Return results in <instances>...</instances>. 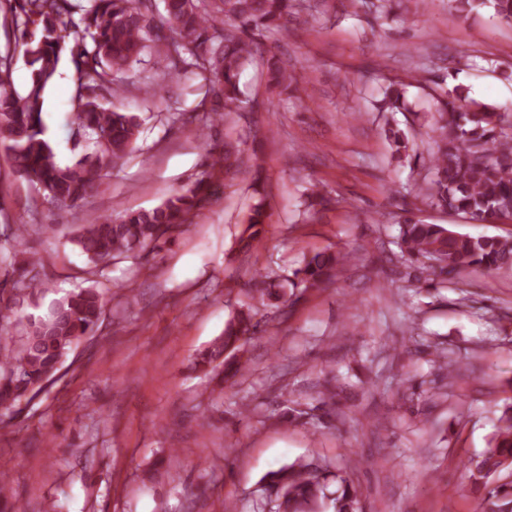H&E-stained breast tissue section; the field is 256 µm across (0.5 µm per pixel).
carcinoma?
<instances>
[{"label": "carcinoma", "instance_id": "obj_1", "mask_svg": "<svg viewBox=\"0 0 512 512\" xmlns=\"http://www.w3.org/2000/svg\"><path fill=\"white\" fill-rule=\"evenodd\" d=\"M85 8L74 0H0V13L24 25L35 24L39 33L22 30L23 59L31 70V84L18 91L12 81V64L0 63V123L3 142L15 172L44 187L50 200L71 210L91 195L101 179L102 166L83 160L61 165L45 137L42 120L43 94L54 79L63 55L79 74L86 94L73 99L72 125L79 136L100 151L103 166L124 159L133 149L139 121L134 114L106 108L98 91L110 90L117 98L126 89L122 77L126 66L150 51L165 54L171 68L188 64L200 71L217 89L224 102L222 120L232 109H244L239 76L263 47L258 38L271 39L288 32V19L298 8L297 0H161L168 34L154 32V0H89ZM468 12L490 10L493 16L512 23V0H462ZM82 12V30L73 15ZM186 52L190 59L179 57ZM268 73L275 83L288 86V65L271 55ZM406 83L391 81L384 88L382 112H405ZM429 131L434 148L427 156L414 152L406 134L389 129L397 157H413L427 167L423 198L450 214L476 222L496 223L512 219V114L495 112L467 101L459 88L433 89ZM239 151L224 145V154L213 158L212 168L229 175L240 164ZM210 173L162 204L145 210L117 212L109 217L90 215L73 238L81 253L93 264L121 255H138L157 249L168 235L192 223L196 209L206 197ZM266 211L255 207L248 216L244 247L260 242ZM26 225L16 226L12 250L0 256V264L16 274L13 289L42 292L38 279L41 259L24 248ZM394 274L416 287L423 281L448 282V276L467 269L512 268V236H471L445 224L425 223L407 217L400 224ZM343 269L341 253L325 249L314 253L296 269L293 277L281 279L258 272L249 293L260 304L288 302L286 288H322ZM16 298L0 292V327L16 325L21 336L11 345L0 344V408L13 412L33 401L43 382L57 372L68 352L87 337L103 314L102 295L93 288L71 292L54 301L48 311L21 317L14 309ZM251 313L241 312L224 329V336L196 357L202 366L220 377L217 361L224 352L238 348L250 335ZM512 467V401L503 405L488 448L467 460L464 469L470 490L489 512H512V487L493 483L501 470ZM338 483L327 494L329 479ZM261 494L276 506L275 512H362L360 492L345 472L333 474L316 460H298L269 473Z\"/></svg>", "mask_w": 512, "mask_h": 512}]
</instances>
